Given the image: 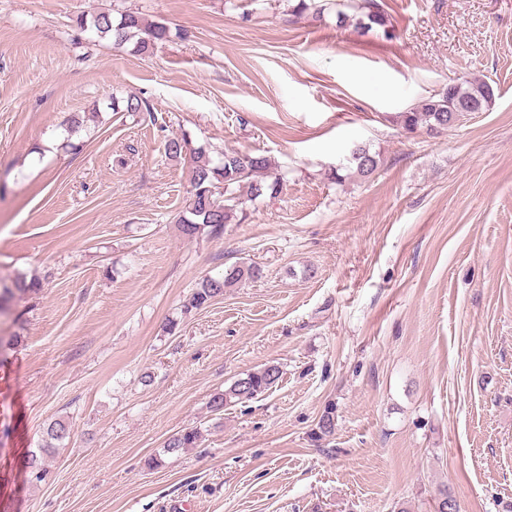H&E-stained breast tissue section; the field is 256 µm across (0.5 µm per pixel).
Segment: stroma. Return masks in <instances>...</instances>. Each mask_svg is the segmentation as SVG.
Here are the masks:
<instances>
[{
  "mask_svg": "<svg viewBox=\"0 0 512 512\" xmlns=\"http://www.w3.org/2000/svg\"><path fill=\"white\" fill-rule=\"evenodd\" d=\"M379 2L367 31L298 0H0V279L44 280L0 314V512H433L443 484L512 512V0ZM126 10L169 40L134 55L73 25ZM462 75L490 110L403 129ZM130 96L147 111H113ZM200 146L281 184L190 241ZM243 263L259 276L184 312ZM268 364L275 387L210 411ZM185 428L197 446L167 453ZM351 160L356 164L359 174L368 176L373 174L379 166V158L376 153L370 152L366 146L357 145L351 151ZM47 440L46 444L38 448V452L32 451L28 456L27 470L29 478L32 481L41 482L44 480L46 470L43 467V456L51 453L53 448V441H62L70 435V429L66 423L56 421L50 425L46 431Z\"/></svg>",
  "mask_w": 512,
  "mask_h": 512,
  "instance_id": "35a3bbf8",
  "label": "stroma"
}]
</instances>
